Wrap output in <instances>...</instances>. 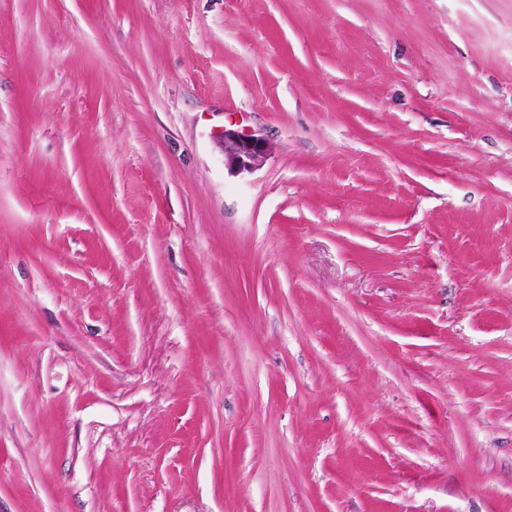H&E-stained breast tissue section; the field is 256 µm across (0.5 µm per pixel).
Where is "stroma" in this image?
Listing matches in <instances>:
<instances>
[{
  "instance_id": "obj_1",
  "label": "stroma",
  "mask_w": 512,
  "mask_h": 512,
  "mask_svg": "<svg viewBox=\"0 0 512 512\" xmlns=\"http://www.w3.org/2000/svg\"><path fill=\"white\" fill-rule=\"evenodd\" d=\"M0 512H512V0H0ZM269 150L257 135L224 129V159L231 170L251 171L262 164Z\"/></svg>"
}]
</instances>
